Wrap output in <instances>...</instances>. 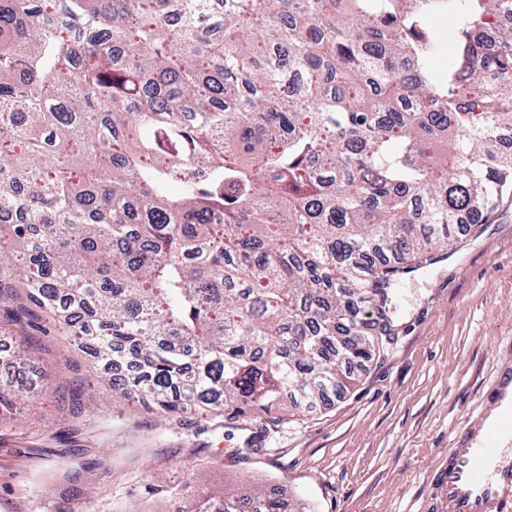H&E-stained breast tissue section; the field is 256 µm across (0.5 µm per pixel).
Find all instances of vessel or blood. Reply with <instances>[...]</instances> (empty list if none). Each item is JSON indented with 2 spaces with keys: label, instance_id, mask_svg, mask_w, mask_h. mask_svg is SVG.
I'll list each match as a JSON object with an SVG mask.
<instances>
[{
  "label": "vessel or blood",
  "instance_id": "obj_1",
  "mask_svg": "<svg viewBox=\"0 0 512 512\" xmlns=\"http://www.w3.org/2000/svg\"><path fill=\"white\" fill-rule=\"evenodd\" d=\"M439 489L445 512H512V362L502 364L478 421L449 449Z\"/></svg>",
  "mask_w": 512,
  "mask_h": 512
}]
</instances>
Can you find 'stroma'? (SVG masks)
<instances>
[{
	"instance_id": "obj_1",
	"label": "stroma",
	"mask_w": 512,
	"mask_h": 512,
	"mask_svg": "<svg viewBox=\"0 0 512 512\" xmlns=\"http://www.w3.org/2000/svg\"><path fill=\"white\" fill-rule=\"evenodd\" d=\"M395 334L353 368L340 397L296 409L284 391L280 425L187 426L139 394L113 390L90 349L41 314L30 330L44 374L27 417L0 424V512H152L146 485L185 497L215 488L279 486L304 512H441L436 484L459 431L477 420L501 360L512 358V197L472 225L434 264L392 288ZM96 389L80 416L71 392Z\"/></svg>"
}]
</instances>
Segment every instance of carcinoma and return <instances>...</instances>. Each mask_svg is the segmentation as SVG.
<instances>
[{"mask_svg":"<svg viewBox=\"0 0 512 512\" xmlns=\"http://www.w3.org/2000/svg\"><path fill=\"white\" fill-rule=\"evenodd\" d=\"M512 0H0V311L177 424L311 405L512 194ZM448 16V28L433 26ZM448 51V67L432 60ZM0 387V418L31 396ZM156 512H297L155 486Z\"/></svg>","mask_w":512,"mask_h":512,"instance_id":"carcinoma-1","label":"carcinoma"}]
</instances>
